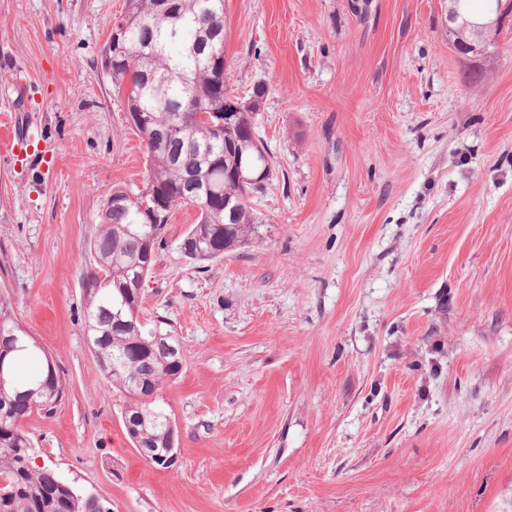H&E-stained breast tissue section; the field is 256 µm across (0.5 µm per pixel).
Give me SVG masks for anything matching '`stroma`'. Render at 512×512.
I'll return each mask as SVG.
<instances>
[{
  "label": "stroma",
  "mask_w": 512,
  "mask_h": 512,
  "mask_svg": "<svg viewBox=\"0 0 512 512\" xmlns=\"http://www.w3.org/2000/svg\"><path fill=\"white\" fill-rule=\"evenodd\" d=\"M125 0H0V294L63 375L36 465L111 512H512V24L476 86L440 0H224L273 178L223 260L176 208L139 320L177 336L169 469L89 349L84 281L147 154L101 68Z\"/></svg>",
  "instance_id": "1"
}]
</instances>
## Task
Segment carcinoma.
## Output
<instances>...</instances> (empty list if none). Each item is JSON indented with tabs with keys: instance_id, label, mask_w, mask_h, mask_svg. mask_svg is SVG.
<instances>
[{
	"instance_id": "cac0c4a2",
	"label": "carcinoma",
	"mask_w": 512,
	"mask_h": 512,
	"mask_svg": "<svg viewBox=\"0 0 512 512\" xmlns=\"http://www.w3.org/2000/svg\"><path fill=\"white\" fill-rule=\"evenodd\" d=\"M112 37V91L145 144L148 174L137 194L112 190L101 213L91 244L97 271L86 277L84 289L85 326L88 336L106 340L96 357L112 387L129 398L123 417L144 418L139 434L127 433L137 448L165 441L170 420L143 390L149 369L165 385L182 373L184 360L170 356L142 331V289L134 282L148 276L165 224L179 206L198 211L181 243L190 262L218 261L247 244L262 223L252 197L263 185L240 180L238 172L253 177L270 160L256 138L253 113L240 112L232 126L218 127L238 101L225 79L224 0H126ZM192 175L210 185L209 196L187 197ZM146 193L165 203L155 215L139 208L138 198ZM11 330L21 333L1 296L0 335ZM19 357L39 368L20 380L11 358L5 361L12 388L0 392V512H94L91 503L60 485L53 469L27 463L32 443L22 421L35 410L51 411L64 378L41 359L34 342Z\"/></svg>"
}]
</instances>
